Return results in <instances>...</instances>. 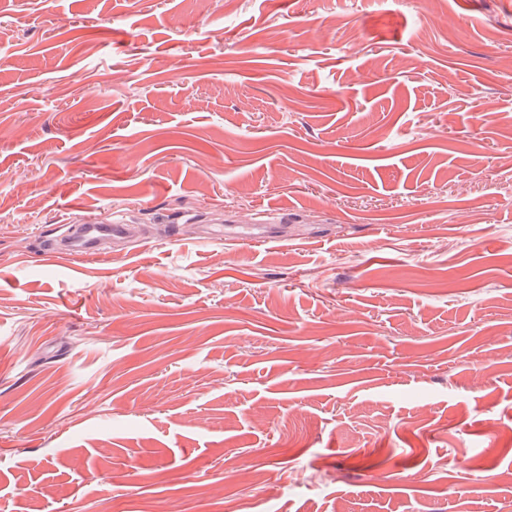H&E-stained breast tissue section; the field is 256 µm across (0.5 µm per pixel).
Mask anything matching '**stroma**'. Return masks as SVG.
Segmentation results:
<instances>
[{"label": "stroma", "mask_w": 512, "mask_h": 512, "mask_svg": "<svg viewBox=\"0 0 512 512\" xmlns=\"http://www.w3.org/2000/svg\"><path fill=\"white\" fill-rule=\"evenodd\" d=\"M1 98L0 512H512V0H0ZM124 224H97L85 221L81 234L69 241H55L51 251L60 255L93 256L97 254L95 243L102 237H112L115 241L123 236Z\"/></svg>", "instance_id": "obj_1"}]
</instances>
